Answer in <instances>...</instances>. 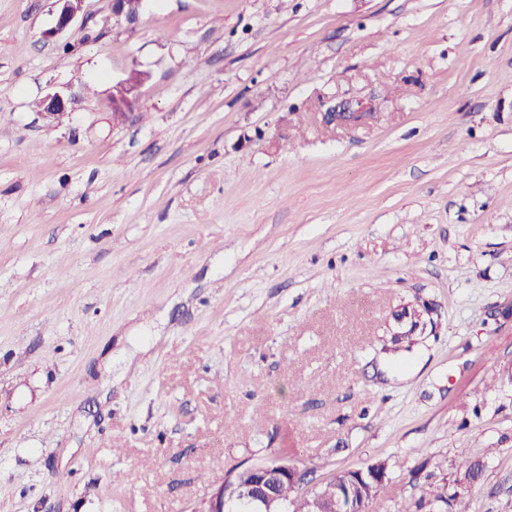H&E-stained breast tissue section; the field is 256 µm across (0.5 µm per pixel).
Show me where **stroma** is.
Wrapping results in <instances>:
<instances>
[{"label": "stroma", "instance_id": "1", "mask_svg": "<svg viewBox=\"0 0 512 512\" xmlns=\"http://www.w3.org/2000/svg\"><path fill=\"white\" fill-rule=\"evenodd\" d=\"M55 10L0 0V512H195L283 450L512 512V0ZM83 1L54 0L55 5H58V9L55 15V25L47 32L48 36L53 37L70 27L82 9ZM146 78V74L133 72L128 78L118 81L113 86L112 93V121L119 123L125 121L132 112L130 110L136 102V92ZM362 113L359 108H354L348 103H340L337 106L326 107L321 112V118L325 126H336L359 121L363 117ZM482 478L483 468L479 462L467 463L458 470L454 482L460 490L456 491L452 496V500L457 504L453 512H471L469 491Z\"/></svg>", "mask_w": 512, "mask_h": 512}]
</instances>
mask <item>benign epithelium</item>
I'll list each match as a JSON object with an SVG mask.
<instances>
[{"mask_svg":"<svg viewBox=\"0 0 512 512\" xmlns=\"http://www.w3.org/2000/svg\"><path fill=\"white\" fill-rule=\"evenodd\" d=\"M58 5L55 15V25L47 35L53 37L70 27L82 9L83 0H54ZM146 78V74L134 72L128 78L118 81L113 86L112 121H125L128 110L136 102V92ZM71 98L59 92L50 93L42 99L41 115L57 118L68 111ZM363 117L362 111L348 103L330 105L321 112L322 123L326 126L343 125L355 122ZM275 464L266 462L251 465L224 477L217 490L207 498L206 512H226L230 501H244L250 506L249 512H282V502L277 493L281 483L288 481L296 486L302 484V471L282 454L273 457ZM310 512H323L324 503L336 504L351 502V491L336 492V483L329 480L314 486L309 492Z\"/></svg>","mask_w":512,"mask_h":512,"instance_id":"benign-epithelium-1","label":"benign epithelium"}]
</instances>
